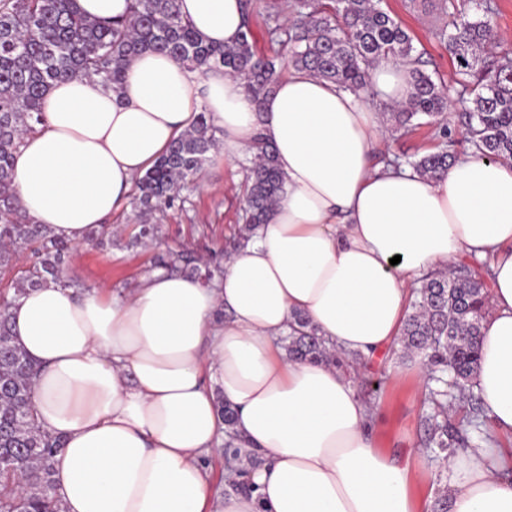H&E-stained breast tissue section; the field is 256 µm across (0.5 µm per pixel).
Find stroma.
<instances>
[{
  "instance_id": "obj_1",
  "label": "stroma",
  "mask_w": 512,
  "mask_h": 512,
  "mask_svg": "<svg viewBox=\"0 0 512 512\" xmlns=\"http://www.w3.org/2000/svg\"><path fill=\"white\" fill-rule=\"evenodd\" d=\"M255 9L252 29L257 48L265 54L287 57L285 45L271 42L269 28L289 30L298 18V0H252ZM390 11L410 32L418 53L427 62L425 71L436 83L453 84L457 64L448 44L438 31L449 21L438 0H384ZM386 137L381 160H416L435 151L436 129L429 124L407 130L396 125L391 113L381 115ZM248 159L231 163L209 159L198 177L181 190L180 206L153 215L160 231L150 246L131 245L138 211L125 202L112 217L116 230L111 242L98 245L85 241L73 249L61 276L80 288L105 287L121 294L134 288L139 279L153 270L157 251L186 248L204 258L224 257L225 246L243 217L244 175ZM358 395L372 404V427L380 445L402 464L414 470V490L420 496L440 499L452 483L451 472H438L428 461L423 448L422 390L414 360L401 349L391 351L389 359L363 365L353 378Z\"/></svg>"
}]
</instances>
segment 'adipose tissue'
I'll use <instances>...</instances> for the list:
<instances>
[{
    "instance_id": "obj_1",
    "label": "adipose tissue",
    "mask_w": 512,
    "mask_h": 512,
    "mask_svg": "<svg viewBox=\"0 0 512 512\" xmlns=\"http://www.w3.org/2000/svg\"><path fill=\"white\" fill-rule=\"evenodd\" d=\"M242 3L179 7L207 42L230 45ZM369 82L395 107L413 78L383 60ZM373 102L295 68L257 98L224 70L202 76L151 51L130 63L121 93L85 76L47 91L15 191L30 222L69 243L104 224L201 111L224 161L261 138L284 177L215 286L157 270L123 296L48 283L13 307L16 341L40 367L37 421L63 439L53 461L64 512H419L351 379L287 359L279 340L298 313L369 360L400 336L414 280L462 258L491 283L474 383L493 440L449 461L451 512H512V159L471 150L438 178L375 164ZM219 395L236 413L238 461L225 477L252 490L216 504L202 459L224 435Z\"/></svg>"
}]
</instances>
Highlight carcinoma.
I'll return each instance as SVG.
<instances>
[{"label":"carcinoma","mask_w":512,"mask_h":512,"mask_svg":"<svg viewBox=\"0 0 512 512\" xmlns=\"http://www.w3.org/2000/svg\"><path fill=\"white\" fill-rule=\"evenodd\" d=\"M178 2L130 0L127 19L101 22L84 16L77 0H0V273L13 270L19 252H29V263L10 283L13 294L0 295V512H62L54 494L53 457L63 440L44 433L36 423L31 392L37 365L16 344L11 323V308L28 289L62 281L60 266L73 249L20 212L14 187L15 159L23 137L42 123L45 92L58 80L83 75L100 78L118 94L127 66L144 51L168 54L202 74L222 68L242 78L258 97L270 92L279 77V57L260 53L251 29L232 45L210 44L183 19ZM334 2L331 13L310 0L300 4L304 12L288 35L293 67L369 97L368 70L374 63L392 58L411 65L414 92L395 109L394 117L404 126L418 115L426 116L446 140L444 147L411 162L425 176L445 173L457 157L448 126V100L454 94L472 96L473 109L466 113L470 148L493 161L512 158V58L500 55L490 9L474 21L455 22L451 30L438 33L448 41L458 66L455 85L446 86L418 68L421 57L415 54L411 36L382 9L381 0ZM215 148L212 121L202 112L136 181L140 216L174 207L187 179ZM247 180L239 243L254 235L282 190L283 175L261 138L254 144ZM153 266L184 270L206 283L223 272L219 263L194 260L184 251L159 252ZM487 303L484 275L465 266L451 273L434 271L415 290L404 325L403 353L419 359L433 382L423 398V446L445 462L471 447L473 440L484 441L470 430L482 425L473 374ZM283 341L291 359L336 366L346 359L301 315L295 316ZM450 400L469 404L455 424L448 416ZM217 417L228 444H233L234 412L221 396Z\"/></svg>","instance_id":"obj_1"}]
</instances>
